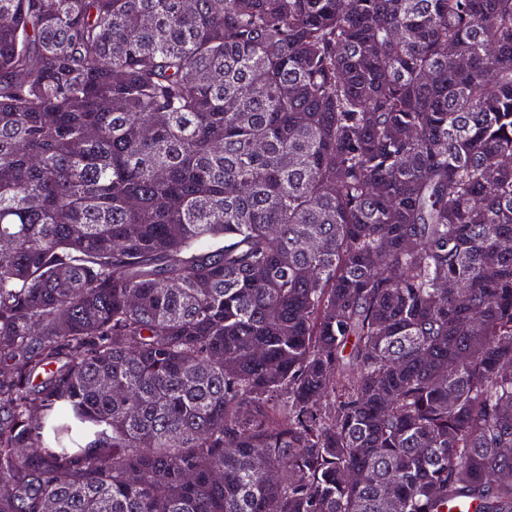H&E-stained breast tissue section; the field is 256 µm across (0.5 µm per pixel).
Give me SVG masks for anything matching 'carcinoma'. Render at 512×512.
Here are the masks:
<instances>
[{"label": "carcinoma", "instance_id": "cac0c4a2", "mask_svg": "<svg viewBox=\"0 0 512 512\" xmlns=\"http://www.w3.org/2000/svg\"><path fill=\"white\" fill-rule=\"evenodd\" d=\"M0 14V512H512V0Z\"/></svg>", "mask_w": 512, "mask_h": 512}]
</instances>
